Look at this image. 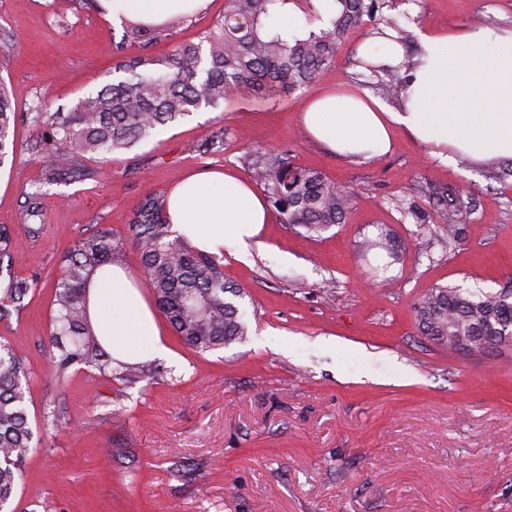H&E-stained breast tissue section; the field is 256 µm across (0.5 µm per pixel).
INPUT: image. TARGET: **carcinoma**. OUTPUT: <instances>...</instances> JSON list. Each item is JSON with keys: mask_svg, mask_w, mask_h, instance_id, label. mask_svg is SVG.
Listing matches in <instances>:
<instances>
[{"mask_svg": "<svg viewBox=\"0 0 512 512\" xmlns=\"http://www.w3.org/2000/svg\"><path fill=\"white\" fill-rule=\"evenodd\" d=\"M395 5L396 0H224V15L199 42L176 44L163 58L125 61L129 77L105 84L68 110L44 112L31 105V122L40 132L36 146L46 161L35 190L26 193V217L43 216L42 187L83 177L87 161L102 162L130 150L181 118L220 108L234 93L267 98L313 84L335 64L351 31L362 25L380 21L397 33L396 40L403 39L399 16L390 14ZM288 12L301 16L296 31L271 26L274 16ZM185 20L177 15L147 25L123 18V39L147 48L173 39ZM356 65L381 75L379 90L386 97L403 94L411 79L409 59L394 66L361 58ZM17 99V90L0 82V167L16 160ZM253 165L257 183L284 223L318 233L344 222L352 197L345 187L293 167L285 153L263 154ZM432 196L448 225L459 223L461 197L448 189ZM128 229L142 256L146 287L186 346L203 354L246 338L245 313L224 298L229 287L223 264L173 230L167 195L146 190ZM12 244L13 229L0 225V262L11 257ZM116 250L112 231L101 227L81 235L67 251L54 284L48 336L49 363L59 379L75 365L130 384L155 377L147 361L112 366V355L88 318L89 283L98 272L110 273ZM31 289L30 279L8 274L0 283V320L19 309ZM414 310L421 334L448 349L453 348L444 339L448 334L475 337L476 354L512 343V288L439 286L418 299ZM29 379L26 359L0 336V512H7L14 499L17 475L37 435L27 406Z\"/></svg>", "mask_w": 512, "mask_h": 512, "instance_id": "obj_1", "label": "carcinoma"}]
</instances>
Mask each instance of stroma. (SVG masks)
<instances>
[{
	"instance_id": "stroma-1",
	"label": "stroma",
	"mask_w": 512,
	"mask_h": 512,
	"mask_svg": "<svg viewBox=\"0 0 512 512\" xmlns=\"http://www.w3.org/2000/svg\"><path fill=\"white\" fill-rule=\"evenodd\" d=\"M414 4L412 33L512 27V0ZM223 12L224 0H209L150 54L198 41ZM122 35L98 0H0V78L23 93L17 162L0 170V225L16 229L12 273L33 280L0 336L31 366L33 425L48 407L61 418L34 438L14 512H512V346L480 359L442 348L421 336L414 312L437 286L512 287V177L438 165L399 128L392 150L367 161L310 140L306 97L376 83L351 65L369 36L361 27L319 82L266 101L235 95L89 163L90 177L51 188L44 230L29 237L19 229L25 192L45 158L25 114L33 99L68 108L121 79L119 63L141 53L114 52ZM212 133L223 134V151L199 155ZM273 150L347 187L351 209L318 234L274 212L248 257L225 248L224 280L241 291L247 338L199 354L163 320L171 354L154 379L131 386L82 366L58 379L47 345L70 238L109 228L117 264L140 278L128 220L145 188L167 193L212 169L249 180L248 156ZM442 188L469 205L451 227L427 196ZM409 195L430 222L399 211Z\"/></svg>"
}]
</instances>
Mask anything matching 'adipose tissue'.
<instances>
[{"instance_id": "obj_1", "label": "adipose tissue", "mask_w": 512, "mask_h": 512, "mask_svg": "<svg viewBox=\"0 0 512 512\" xmlns=\"http://www.w3.org/2000/svg\"><path fill=\"white\" fill-rule=\"evenodd\" d=\"M100 2L112 19L133 15L159 23L172 13H193L208 0ZM413 61L401 110L365 91L329 89L302 104L308 136L339 154L369 160L390 151L392 130L400 127L445 167L462 154L512 158V29L491 38L469 28H425ZM169 216L198 249L217 254L230 241L245 255L270 219L251 183L228 170L198 173L175 186ZM87 296L91 323L114 360H133L137 340L147 342L150 356L169 355L154 311L123 268L95 276Z\"/></svg>"}]
</instances>
